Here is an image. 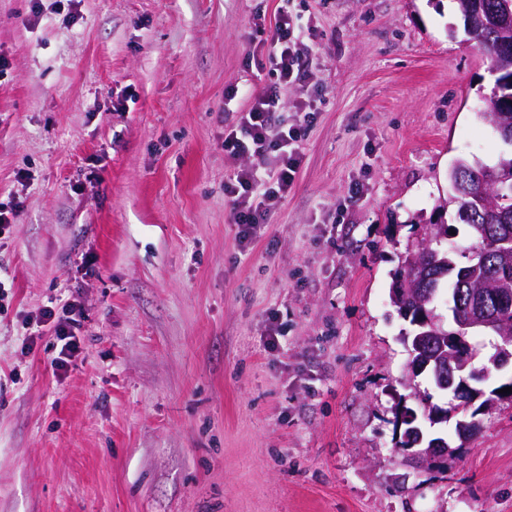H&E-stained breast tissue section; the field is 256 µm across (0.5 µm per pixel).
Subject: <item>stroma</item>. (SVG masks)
<instances>
[{
    "label": "stroma",
    "mask_w": 512,
    "mask_h": 512,
    "mask_svg": "<svg viewBox=\"0 0 512 512\" xmlns=\"http://www.w3.org/2000/svg\"><path fill=\"white\" fill-rule=\"evenodd\" d=\"M279 0H0V512H512V403L425 467L394 271L493 164L489 63L453 0H290L315 115L249 249L224 128L270 81ZM360 186L351 197L352 186ZM92 256L94 276L81 259ZM79 295L81 352L24 338ZM395 408L400 411L401 425L403 422H406L408 426L404 432V441L398 446V450L404 453L412 451L414 455H417L422 461L429 465L435 461L437 453L450 448L448 441L444 438H439L428 444L424 442L422 431L417 427L411 426L417 416L413 411L407 409L405 398L399 397L395 403ZM416 446L423 448H413Z\"/></svg>",
    "instance_id": "35a3bbf8"
}]
</instances>
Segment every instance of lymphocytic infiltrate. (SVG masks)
Wrapping results in <instances>:
<instances>
[{
    "label": "lymphocytic infiltrate",
    "mask_w": 512,
    "mask_h": 512,
    "mask_svg": "<svg viewBox=\"0 0 512 512\" xmlns=\"http://www.w3.org/2000/svg\"><path fill=\"white\" fill-rule=\"evenodd\" d=\"M267 44L271 83L224 129V155L235 162L224 175V197L232 207L238 243L243 248L256 239L262 224L287 196L308 127L303 113L310 107L311 92L306 84L310 58L300 47V31L287 6H279ZM291 87L300 91L299 116L288 121L280 118L278 108L282 91ZM83 318L82 304L71 298L42 311L41 326L52 328L60 346L51 360L55 372L67 371L78 353Z\"/></svg>",
    "instance_id": "1"
}]
</instances>
